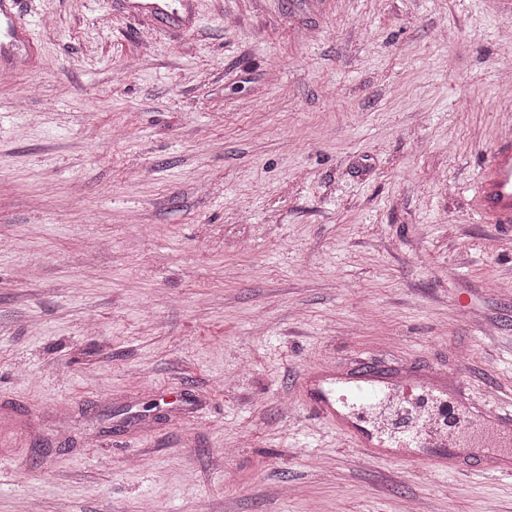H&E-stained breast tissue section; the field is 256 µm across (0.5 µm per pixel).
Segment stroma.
<instances>
[{"mask_svg": "<svg viewBox=\"0 0 512 512\" xmlns=\"http://www.w3.org/2000/svg\"><path fill=\"white\" fill-rule=\"evenodd\" d=\"M0 69V512H512L364 456L324 364L512 395L499 0H22ZM19 0L0 1V67L7 61L17 63L18 54L30 55L34 44L28 28L17 21ZM172 2L171 0H127L125 8L131 14L149 12L157 16L176 17L182 23L177 10L171 6ZM473 207L495 224H512L511 136L502 135L496 140Z\"/></svg>", "mask_w": 512, "mask_h": 512, "instance_id": "stroma-1", "label": "stroma"}]
</instances>
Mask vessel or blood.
I'll list each match as a JSON object with an SVG mask.
<instances>
[{"mask_svg": "<svg viewBox=\"0 0 512 512\" xmlns=\"http://www.w3.org/2000/svg\"><path fill=\"white\" fill-rule=\"evenodd\" d=\"M19 5V0H0V65L16 62L19 54L28 55L34 50L27 27L17 20ZM125 8L132 14L149 12L163 17L177 14L172 0H126ZM473 207L493 223L512 224L511 136L502 135L496 140ZM340 384L353 388L369 406L381 401L389 387L407 396L413 395L415 390H423L434 396L438 412L446 422H455L460 411L472 412L483 420L487 436L479 448L471 450L464 434L445 439L432 431L418 430L406 433L398 442V450L384 448L383 444L375 442L369 431L337 410L336 387ZM298 389L322 421L338 426L368 457H384L408 465L422 461L434 472L445 474L470 467L472 457L476 456L492 472L502 476L512 474V409L488 400L475 405L465 395L449 389L445 376L388 373L366 365L345 374L309 369L300 375Z\"/></svg>", "mask_w": 512, "mask_h": 512, "instance_id": "b4317fda", "label": "vessel or blood"}]
</instances>
